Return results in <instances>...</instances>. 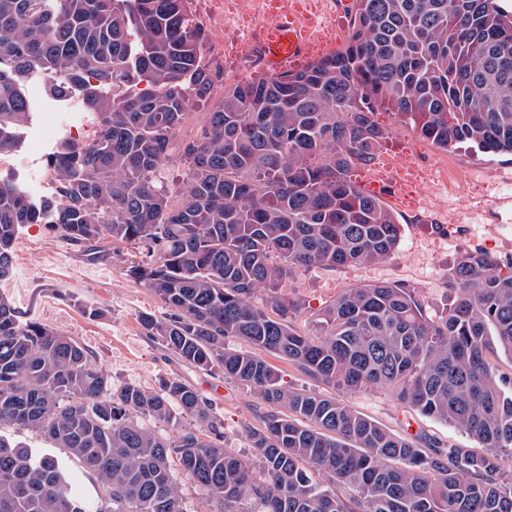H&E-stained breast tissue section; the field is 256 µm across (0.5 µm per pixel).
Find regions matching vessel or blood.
Instances as JSON below:
<instances>
[{
    "instance_id": "1",
    "label": "vessel or blood",
    "mask_w": 512,
    "mask_h": 512,
    "mask_svg": "<svg viewBox=\"0 0 512 512\" xmlns=\"http://www.w3.org/2000/svg\"><path fill=\"white\" fill-rule=\"evenodd\" d=\"M271 13L259 45L269 71L279 75L312 63L317 37L311 21L300 19L290 0H273Z\"/></svg>"
}]
</instances>
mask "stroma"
Segmentation results:
<instances>
[{
  "instance_id": "35a3bbf8",
  "label": "stroma",
  "mask_w": 512,
  "mask_h": 512,
  "mask_svg": "<svg viewBox=\"0 0 512 512\" xmlns=\"http://www.w3.org/2000/svg\"><path fill=\"white\" fill-rule=\"evenodd\" d=\"M27 92L34 106L32 119L11 163L0 167V174L17 175L33 198L42 199L49 192L39 179L50 154L68 138L94 141L100 128L89 113L76 112V100L53 99L41 77L29 80ZM375 119L389 133L381 150L383 156L404 153L420 169L439 168L445 175L466 182L468 200L458 227L436 231L432 228L436 207L421 204L417 185H407L396 195L390 189L375 188L371 169L355 168L352 179L357 187L380 197L400 220V245L395 255L382 263L336 270L313 268L289 281L288 289L301 305L292 324L308 335L315 330L320 310L344 289L380 281L409 283L421 288L428 314L435 315L453 299L446 279L460 254L481 249L512 256V202L503 206L497 203L512 180V155L444 151L394 112L377 110ZM135 254V249L125 244L108 254H90L66 243L49 225L26 224L14 241L12 272L0 280V296L12 303L20 321L43 323L85 347L113 386L133 383L154 389L163 377L189 382L213 403L223 420L225 447L250 454L249 430L259 426L265 405L222 373L177 360L147 334L141 315L162 317L167 309L149 288L129 277L127 269ZM92 308L101 310V317H88ZM266 360L286 389L334 397L396 435L412 439L422 434L447 448H481L464 428L423 417L404 406L388 387L336 389L275 355H267Z\"/></svg>"
}]
</instances>
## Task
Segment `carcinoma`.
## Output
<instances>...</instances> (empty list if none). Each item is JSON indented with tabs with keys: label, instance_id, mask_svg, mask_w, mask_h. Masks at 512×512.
Masks as SVG:
<instances>
[{
	"label": "carcinoma",
	"instance_id": "cac0c4a2",
	"mask_svg": "<svg viewBox=\"0 0 512 512\" xmlns=\"http://www.w3.org/2000/svg\"><path fill=\"white\" fill-rule=\"evenodd\" d=\"M206 44L193 0H0V155L31 119L34 73L57 98L79 91L100 126L51 154L56 196L35 201L0 176V279L24 224L89 251L138 248L129 276L169 309L142 315L144 329L272 407L249 430L254 457L224 447L223 421L187 382L114 388L78 342L21 323L0 296V428L65 449L99 488L79 498L62 461L0 436V512H184L173 458L216 512H512V396L491 364L497 347L512 357V275L495 256L460 255L435 316L419 288L377 282L344 290L309 336L287 292L299 272L398 249L397 217L351 178L388 135L376 108L439 149L512 155V14L498 0H355L342 51L220 94ZM199 104L196 133L178 137ZM173 160L175 187L157 175ZM229 336L249 349L226 350ZM259 350L334 387L387 386L484 451L422 447L331 397L288 391ZM144 419L178 426L176 439Z\"/></svg>",
	"mask_w": 512,
	"mask_h": 512
}]
</instances>
